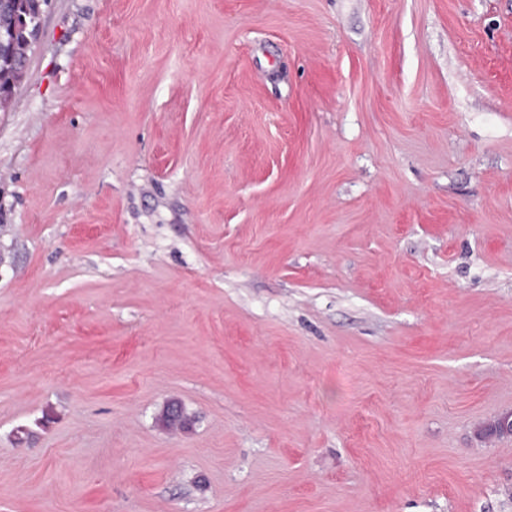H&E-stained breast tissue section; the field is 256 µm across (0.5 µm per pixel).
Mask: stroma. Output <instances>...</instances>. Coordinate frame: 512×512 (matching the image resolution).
I'll use <instances>...</instances> for the list:
<instances>
[{
	"instance_id": "35a3bbf8",
	"label": "stroma",
	"mask_w": 512,
	"mask_h": 512,
	"mask_svg": "<svg viewBox=\"0 0 512 512\" xmlns=\"http://www.w3.org/2000/svg\"><path fill=\"white\" fill-rule=\"evenodd\" d=\"M16 99L0 512H512V0H43Z\"/></svg>"
}]
</instances>
